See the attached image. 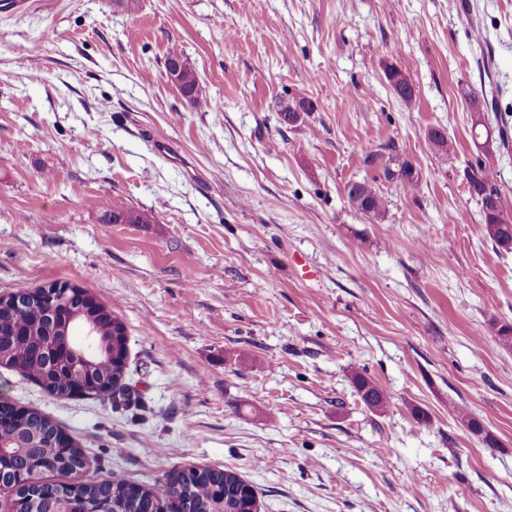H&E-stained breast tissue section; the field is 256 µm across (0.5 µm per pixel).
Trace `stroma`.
Listing matches in <instances>:
<instances>
[{"label": "stroma", "instance_id": "35a3bbf8", "mask_svg": "<svg viewBox=\"0 0 512 512\" xmlns=\"http://www.w3.org/2000/svg\"><path fill=\"white\" fill-rule=\"evenodd\" d=\"M8 2L0 294L66 281L111 307L130 395L58 400L4 367L0 395L75 438L96 480L205 466L248 481L260 512H512V251L464 177L484 158L512 215V147L483 153L460 92L512 123V0ZM174 47L222 111L182 96ZM299 99L311 110L281 123ZM392 147L416 190L383 177ZM363 180L384 220L349 203ZM116 207L154 221L113 223ZM386 77L397 96L406 102L413 99V85L401 69L395 66L388 67ZM352 383L363 404L372 411H381L389 405V396L372 380L360 372L354 373Z\"/></svg>", "mask_w": 512, "mask_h": 512}]
</instances>
